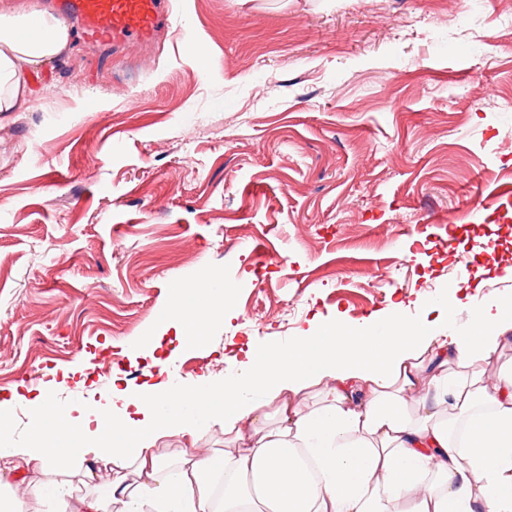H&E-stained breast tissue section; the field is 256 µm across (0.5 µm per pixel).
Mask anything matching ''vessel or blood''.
I'll use <instances>...</instances> for the list:
<instances>
[{
  "mask_svg": "<svg viewBox=\"0 0 512 512\" xmlns=\"http://www.w3.org/2000/svg\"><path fill=\"white\" fill-rule=\"evenodd\" d=\"M52 6L73 17L85 38L107 45L150 42L161 21V0H53Z\"/></svg>",
  "mask_w": 512,
  "mask_h": 512,
  "instance_id": "b4317fda",
  "label": "vessel or blood"
}]
</instances>
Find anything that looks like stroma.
<instances>
[{"label": "stroma", "instance_id": "1", "mask_svg": "<svg viewBox=\"0 0 512 512\" xmlns=\"http://www.w3.org/2000/svg\"><path fill=\"white\" fill-rule=\"evenodd\" d=\"M169 2L147 45L71 28L0 114V396L191 387L319 322L512 302V0L461 20L448 0ZM205 267L230 314L142 348L186 282L210 303Z\"/></svg>", "mask_w": 512, "mask_h": 512}]
</instances>
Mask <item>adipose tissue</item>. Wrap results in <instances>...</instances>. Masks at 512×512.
Instances as JSON below:
<instances>
[{"instance_id":"ef3b65f1","label":"adipose tissue","mask_w":512,"mask_h":512,"mask_svg":"<svg viewBox=\"0 0 512 512\" xmlns=\"http://www.w3.org/2000/svg\"><path fill=\"white\" fill-rule=\"evenodd\" d=\"M68 26L35 7L0 12V113L26 108L33 74L69 43ZM176 298L164 329L203 335L229 310ZM398 314L317 325L288 347L246 349L223 383L113 387L62 409L19 385L0 400V479L16 458L45 472L0 512L40 499L54 512H512V368L487 381L478 364L512 341V305L490 299L465 327ZM427 385V396L412 392ZM31 411L29 445H10L12 411ZM243 451L196 448L178 464L160 441L199 437L209 422ZM72 436L77 447L61 448ZM112 481L95 480L97 467ZM90 479L78 496L68 480Z\"/></svg>"}]
</instances>
